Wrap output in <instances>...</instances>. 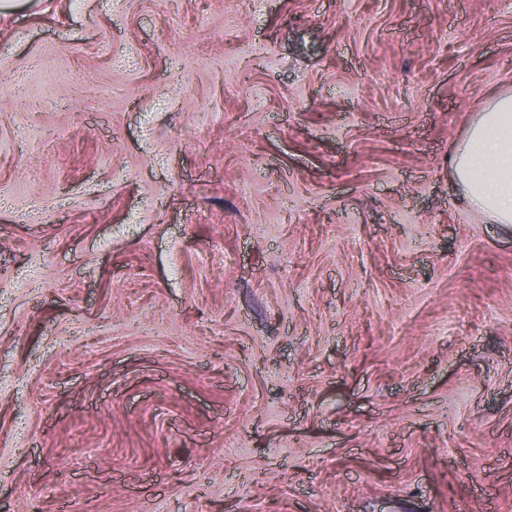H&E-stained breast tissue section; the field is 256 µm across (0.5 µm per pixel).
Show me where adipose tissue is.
Listing matches in <instances>:
<instances>
[{"label": "adipose tissue", "instance_id": "adipose-tissue-1", "mask_svg": "<svg viewBox=\"0 0 512 512\" xmlns=\"http://www.w3.org/2000/svg\"><path fill=\"white\" fill-rule=\"evenodd\" d=\"M448 164L467 208L512 227V92L484 104Z\"/></svg>", "mask_w": 512, "mask_h": 512}]
</instances>
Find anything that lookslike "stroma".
<instances>
[{
	"label": "stroma",
	"mask_w": 512,
	"mask_h": 512,
	"mask_svg": "<svg viewBox=\"0 0 512 512\" xmlns=\"http://www.w3.org/2000/svg\"><path fill=\"white\" fill-rule=\"evenodd\" d=\"M502 90L512 0H14L0 512H512ZM467 208L512 227V92L484 104L448 157Z\"/></svg>",
	"instance_id": "stroma-1"
}]
</instances>
